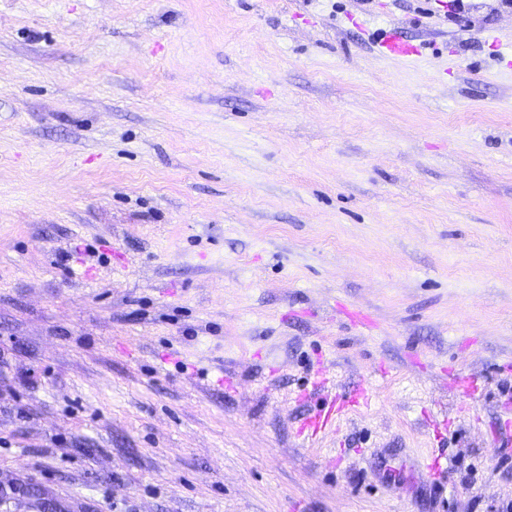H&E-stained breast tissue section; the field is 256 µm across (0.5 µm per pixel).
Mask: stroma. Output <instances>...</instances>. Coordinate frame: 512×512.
I'll use <instances>...</instances> for the list:
<instances>
[{
  "instance_id": "35a3bbf8",
  "label": "stroma",
  "mask_w": 512,
  "mask_h": 512,
  "mask_svg": "<svg viewBox=\"0 0 512 512\" xmlns=\"http://www.w3.org/2000/svg\"><path fill=\"white\" fill-rule=\"evenodd\" d=\"M443 2L0 0V512L512 504V8ZM344 407V403H337L336 398L329 401L307 426V432L311 436H317L319 433L330 428L336 421V416L343 411Z\"/></svg>"
}]
</instances>
